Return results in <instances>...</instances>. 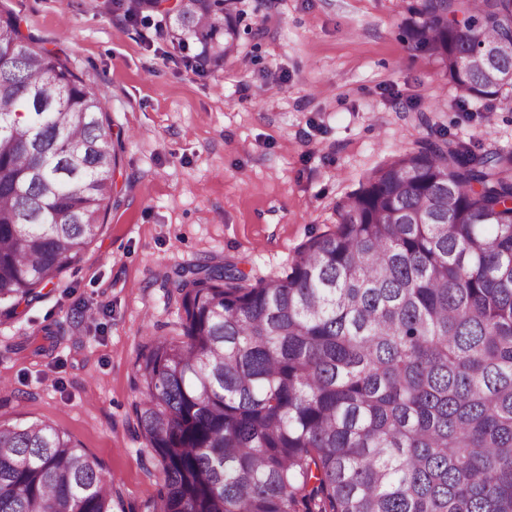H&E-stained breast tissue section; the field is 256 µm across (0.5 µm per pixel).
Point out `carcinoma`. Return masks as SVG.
Instances as JSON below:
<instances>
[{
    "label": "carcinoma",
    "mask_w": 512,
    "mask_h": 512,
    "mask_svg": "<svg viewBox=\"0 0 512 512\" xmlns=\"http://www.w3.org/2000/svg\"><path fill=\"white\" fill-rule=\"evenodd\" d=\"M160 7L126 0L133 17ZM413 15L408 37L461 103L512 88V55L492 54L512 43V0H417ZM162 17L178 49L234 57L231 0ZM122 150L101 93L0 14V309L81 260ZM336 215L282 277L177 272L182 333L151 338L133 376L155 512H512V150L439 132ZM0 512H113L112 482L52 424L0 427Z\"/></svg>",
    "instance_id": "cac0c4a2"
}]
</instances>
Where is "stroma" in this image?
<instances>
[{"label":"stroma","mask_w":512,"mask_h":512,"mask_svg":"<svg viewBox=\"0 0 512 512\" xmlns=\"http://www.w3.org/2000/svg\"><path fill=\"white\" fill-rule=\"evenodd\" d=\"M415 0H233L241 59L194 68L117 0H0L64 51L130 133L107 226L42 297L0 316V426L46 421L96 457L113 512H153L158 473L132 404L150 335L181 332L166 278L229 261L282 275L370 172L447 129L512 150V92L461 111L440 63L414 49Z\"/></svg>","instance_id":"35a3bbf8"}]
</instances>
